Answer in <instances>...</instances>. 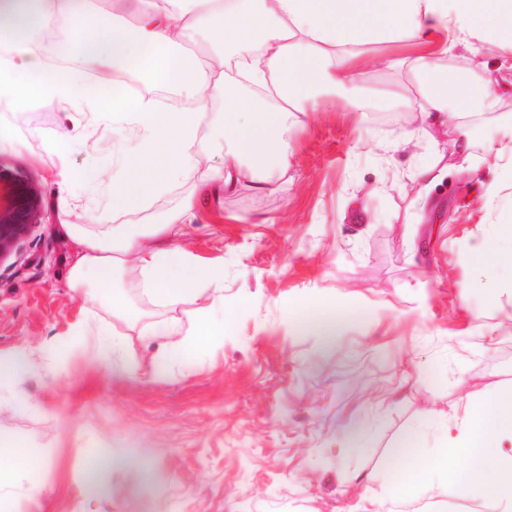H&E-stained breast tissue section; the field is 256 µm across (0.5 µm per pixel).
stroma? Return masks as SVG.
Returning <instances> with one entry per match:
<instances>
[{
	"label": "stroma",
	"instance_id": "1",
	"mask_svg": "<svg viewBox=\"0 0 512 512\" xmlns=\"http://www.w3.org/2000/svg\"><path fill=\"white\" fill-rule=\"evenodd\" d=\"M485 43L471 61L497 82L499 114L470 122L471 170L452 149L455 124L427 130L407 73L376 66L353 96L309 113L291 136L286 181L271 191L204 190L193 172L145 207L113 214L88 181L122 146L112 120L91 111L32 106L0 111V166L35 179L43 210L0 264V356L28 372L0 386V445L25 447L39 469L0 477L14 512H473L469 499L435 504L426 485H404L406 448L435 454L467 402L512 392V178L488 154L512 138V68ZM41 137H32V130ZM67 130L58 153L49 133ZM419 147L391 151L408 130ZM434 162L427 198L408 177ZM74 174L59 186L60 168ZM195 195L186 242L224 265L213 309L224 334L170 365L130 375L105 366L94 330L72 334L84 303L67 286L63 222L150 224ZM496 240L494 254H478ZM95 308L115 335L149 359L160 338L138 334L182 317L142 298L137 271ZM341 314L335 336L310 325ZM110 449L112 469L88 483L90 458Z\"/></svg>",
	"mask_w": 512,
	"mask_h": 512
}]
</instances>
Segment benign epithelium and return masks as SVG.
<instances>
[{"label":"benign epithelium","instance_id":"benign-epithelium-1","mask_svg":"<svg viewBox=\"0 0 512 512\" xmlns=\"http://www.w3.org/2000/svg\"><path fill=\"white\" fill-rule=\"evenodd\" d=\"M41 203L34 181L0 166V262L12 255L26 235Z\"/></svg>","mask_w":512,"mask_h":512}]
</instances>
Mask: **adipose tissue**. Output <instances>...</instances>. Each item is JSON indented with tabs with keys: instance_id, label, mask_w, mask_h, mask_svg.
<instances>
[{
	"instance_id": "adipose-tissue-1",
	"label": "adipose tissue",
	"mask_w": 512,
	"mask_h": 512,
	"mask_svg": "<svg viewBox=\"0 0 512 512\" xmlns=\"http://www.w3.org/2000/svg\"><path fill=\"white\" fill-rule=\"evenodd\" d=\"M134 24L113 21L92 28L88 0H0V105L65 106L111 115L112 134L130 146L112 172V210L125 213L201 170L214 189L244 184L266 191L287 178L290 135L304 127L320 91L347 96L364 72L369 43H406L409 55L389 56V67L410 73L427 103L428 125L458 122L454 145L470 150L466 117L498 110L490 82L479 83L467 61L481 43L498 41L512 56V0H138ZM71 32L69 66L59 68L37 43L52 19ZM206 33L231 44L227 55L199 69L179 43ZM464 58L454 79L470 94L449 102L433 75L445 62ZM145 66L162 87L185 93L189 106L165 107L142 96H93L79 85L95 71L109 83L111 70ZM252 88L253 97L228 89L230 78ZM222 102V118L209 122V108ZM221 167H209L213 151ZM196 218L185 199L157 224L136 231L115 224L94 232L66 224L70 245L68 286L88 307L112 290L118 271L132 267L148 298L166 305L199 301L165 329L154 356L161 363L185 348L212 343L221 330L206 315L212 286L223 284L224 268L199 263L179 244ZM512 393L467 403L459 424L444 432L434 456H419L402 470L404 483L424 482L440 497H475L478 512H512Z\"/></svg>"
}]
</instances>
